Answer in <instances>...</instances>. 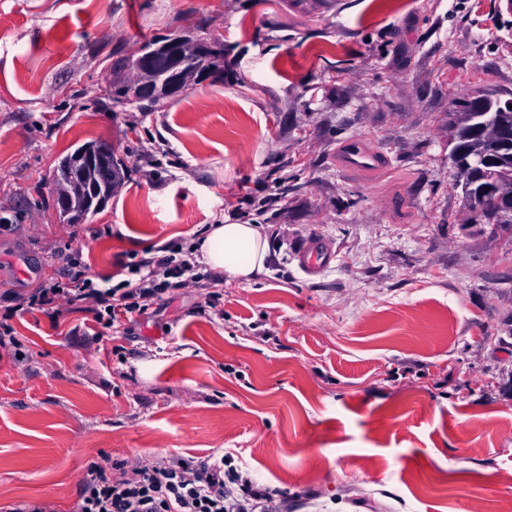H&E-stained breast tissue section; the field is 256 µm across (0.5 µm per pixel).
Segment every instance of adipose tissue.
Listing matches in <instances>:
<instances>
[{"mask_svg": "<svg viewBox=\"0 0 512 512\" xmlns=\"http://www.w3.org/2000/svg\"><path fill=\"white\" fill-rule=\"evenodd\" d=\"M194 250L208 269L225 283L251 281L264 269L268 240L258 224H213L198 238Z\"/></svg>", "mask_w": 512, "mask_h": 512, "instance_id": "1", "label": "adipose tissue"}]
</instances>
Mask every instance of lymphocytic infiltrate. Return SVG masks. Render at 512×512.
<instances>
[{
	"instance_id": "lymphocytic-infiltrate-1",
	"label": "lymphocytic infiltrate",
	"mask_w": 512,
	"mask_h": 512,
	"mask_svg": "<svg viewBox=\"0 0 512 512\" xmlns=\"http://www.w3.org/2000/svg\"><path fill=\"white\" fill-rule=\"evenodd\" d=\"M128 277L107 287L87 278L78 262H71L66 280L42 283L27 299L28 305L56 316L63 310L91 314L101 328L111 329L122 316L144 312L148 301L198 276L188 259L166 255L148 262L123 263ZM275 497L236 470L224 467L223 458L193 461L124 460L110 468L90 464L79 484L74 512H265Z\"/></svg>"
}]
</instances>
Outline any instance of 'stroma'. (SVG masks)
Instances as JSON below:
<instances>
[{
    "mask_svg": "<svg viewBox=\"0 0 512 512\" xmlns=\"http://www.w3.org/2000/svg\"><path fill=\"white\" fill-rule=\"evenodd\" d=\"M224 80L143 113L115 63L178 30ZM512 92V0H0V512H71L90 463L224 458L282 512H475L512 499V234L465 230L448 112ZM353 137L377 175L342 171ZM127 172L79 223L54 172L89 142ZM298 187L260 207L283 176ZM251 202H243L242 189ZM264 225L251 282L205 273L114 330L25 300L211 224ZM336 252L302 273L295 244ZM384 157L365 138H353L340 150L336 163L350 173H380Z\"/></svg>",
    "mask_w": 512,
    "mask_h": 512,
    "instance_id": "1",
    "label": "stroma"
}]
</instances>
